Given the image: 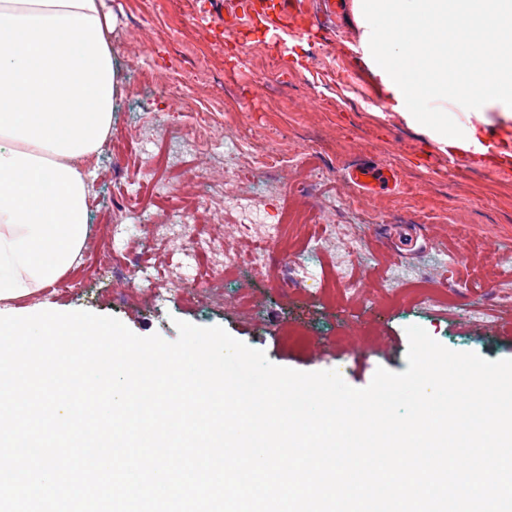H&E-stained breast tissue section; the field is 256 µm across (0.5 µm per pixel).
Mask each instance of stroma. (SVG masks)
<instances>
[{"instance_id":"35a3bbf8","label":"stroma","mask_w":512,"mask_h":512,"mask_svg":"<svg viewBox=\"0 0 512 512\" xmlns=\"http://www.w3.org/2000/svg\"><path fill=\"white\" fill-rule=\"evenodd\" d=\"M307 3L317 25L297 40L262 0H105L121 83L96 156L86 247L68 274L74 288L20 306L109 315L170 342L176 321L219 325L276 365L335 370L355 388L378 367L407 369L412 324L451 350L512 358V279L501 273L512 257V164L429 146L383 101L354 50L353 16L332 23L318 0ZM178 133L194 134L195 149L171 170ZM361 157L394 168L398 188L352 184L347 169ZM203 164L242 204L200 199L190 223L228 249L250 248L284 211L301 212L267 253L268 278L235 268L200 304L158 299L147 272L126 283L101 270L109 247L183 278L208 270L207 256L185 258L181 240L146 235L159 215L186 211L181 196ZM325 169L335 180L318 181ZM425 282L439 291L430 303L417 297Z\"/></svg>"}]
</instances>
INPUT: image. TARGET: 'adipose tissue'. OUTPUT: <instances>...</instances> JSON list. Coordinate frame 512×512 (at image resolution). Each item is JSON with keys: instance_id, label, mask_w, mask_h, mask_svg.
Masks as SVG:
<instances>
[{"instance_id": "adipose-tissue-1", "label": "adipose tissue", "mask_w": 512, "mask_h": 512, "mask_svg": "<svg viewBox=\"0 0 512 512\" xmlns=\"http://www.w3.org/2000/svg\"><path fill=\"white\" fill-rule=\"evenodd\" d=\"M362 59L392 110L444 154L512 124V0H352ZM503 38L467 52L476 23ZM103 0H0V302L73 269L119 91Z\"/></svg>"}]
</instances>
